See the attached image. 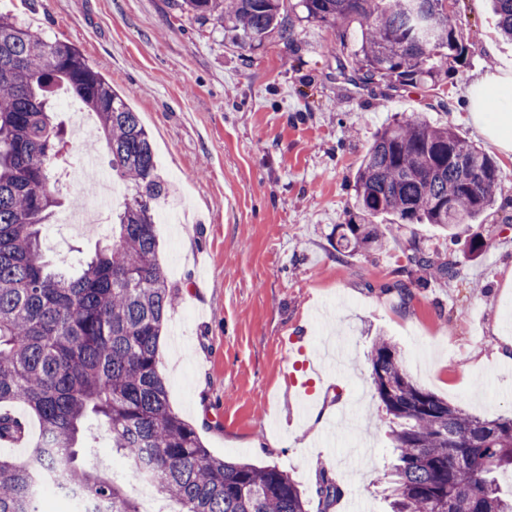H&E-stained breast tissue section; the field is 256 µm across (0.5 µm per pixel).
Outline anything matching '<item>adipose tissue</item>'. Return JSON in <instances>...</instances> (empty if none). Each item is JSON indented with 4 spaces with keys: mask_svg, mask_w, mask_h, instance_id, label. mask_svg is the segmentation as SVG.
I'll list each match as a JSON object with an SVG mask.
<instances>
[{
    "mask_svg": "<svg viewBox=\"0 0 512 512\" xmlns=\"http://www.w3.org/2000/svg\"><path fill=\"white\" fill-rule=\"evenodd\" d=\"M471 121L505 154H512V72H484L471 87Z\"/></svg>",
    "mask_w": 512,
    "mask_h": 512,
    "instance_id": "ef3b65f1",
    "label": "adipose tissue"
}]
</instances>
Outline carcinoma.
Returning a JSON list of instances; mask_svg holds the SVG:
<instances>
[{"label":"carcinoma","instance_id":"1","mask_svg":"<svg viewBox=\"0 0 512 512\" xmlns=\"http://www.w3.org/2000/svg\"><path fill=\"white\" fill-rule=\"evenodd\" d=\"M198 19L224 22L242 43L275 34L291 45L283 0H173ZM305 18L336 35L362 79L390 87L434 86L463 54L448 0H299ZM512 40V0H494ZM63 89L96 115L112 174L128 187L112 220V244L67 271L45 257L42 229L63 197L56 162L63 149L54 97ZM501 172L481 148L417 117L378 133L354 180V212L336 225L345 252L384 248L399 224H471L496 202ZM170 188L151 136L126 99L80 50L0 15V404L23 402L41 424L28 460L0 457V512H39L35 489L57 464L72 485L112 512H140L114 480L79 465L86 424L107 426L112 447L139 467L176 512H307L276 466L212 456L176 414L159 370V339L178 287L159 260L156 212ZM392 215L397 224H378ZM490 247L475 231L470 257ZM417 272L453 281V254L409 242ZM376 395L391 423L396 463L386 473L390 512H512L496 474L512 468V415L484 419L422 388L397 346L378 337L367 352ZM0 414V440L24 437ZM319 512L343 495L327 468L317 473Z\"/></svg>","mask_w":512,"mask_h":512}]
</instances>
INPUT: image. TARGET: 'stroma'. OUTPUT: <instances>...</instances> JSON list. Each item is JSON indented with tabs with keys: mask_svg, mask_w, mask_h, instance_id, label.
I'll return each mask as SVG.
<instances>
[{
	"mask_svg": "<svg viewBox=\"0 0 512 512\" xmlns=\"http://www.w3.org/2000/svg\"><path fill=\"white\" fill-rule=\"evenodd\" d=\"M467 51L433 87L355 85L337 70L332 31L285 0L297 40L239 45L221 23L200 21L172 0H0L49 39L78 45L123 91L154 140L159 167L188 212L159 224L160 259L179 283L159 344V370L176 414L211 455L274 465L317 512L316 466L344 494L334 512L360 504L387 512L382 478L395 460L366 351L378 336L398 347L407 373L450 404L485 418L512 414V155L494 152L502 182L478 222L490 248L476 258L468 233L450 243L430 224L401 225L385 249L336 254L353 181L376 133L417 116L485 146L467 119V85L488 68L512 71V43L497 32L491 0L450 7ZM72 157L92 126L82 105L63 113ZM453 252V287L413 284L409 241ZM112 241L111 229L47 225L51 257L73 261ZM411 282L407 300L389 292ZM314 424L315 434L299 432ZM88 468L115 479L141 512H160L105 426L91 428Z\"/></svg>",
	"mask_w": 512,
	"mask_h": 512,
	"instance_id": "35a3bbf8",
	"label": "stroma"
}]
</instances>
